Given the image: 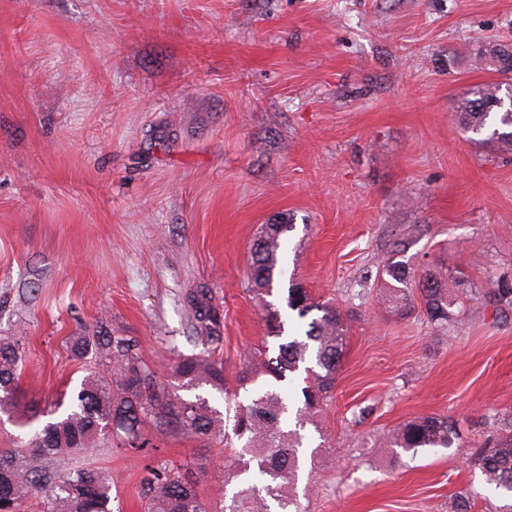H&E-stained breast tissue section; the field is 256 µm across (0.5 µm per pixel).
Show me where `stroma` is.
Listing matches in <instances>:
<instances>
[{
  "label": "stroma",
  "mask_w": 512,
  "mask_h": 512,
  "mask_svg": "<svg viewBox=\"0 0 512 512\" xmlns=\"http://www.w3.org/2000/svg\"><path fill=\"white\" fill-rule=\"evenodd\" d=\"M512 37V0H0V336L23 337L24 401L72 395L69 338L105 322L165 390L198 352L190 289L224 309L229 385L264 344L249 290L261 225L292 218L280 283L347 325L336 384L303 431L305 512H448L512 420V151L479 147L456 103L502 75L473 50ZM398 254L476 292L448 330L416 289L398 314L378 268ZM455 420L451 448L382 453L419 416ZM221 440L116 439L73 466L106 470L114 512H142L148 464L183 466L201 498L226 480Z\"/></svg>",
  "instance_id": "stroma-1"
}]
</instances>
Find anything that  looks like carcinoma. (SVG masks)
Here are the masks:
<instances>
[{"instance_id":"obj_1","label":"carcinoma","mask_w":512,"mask_h":512,"mask_svg":"<svg viewBox=\"0 0 512 512\" xmlns=\"http://www.w3.org/2000/svg\"><path fill=\"white\" fill-rule=\"evenodd\" d=\"M500 88L471 89L458 100L460 127L473 134L477 145L496 142L512 150V114L509 103L498 95ZM294 225L283 214L272 224L262 225L252 248L248 283L261 300L266 337L278 339L285 332V312L299 319L317 311L320 316L307 323L304 335L278 345V354L263 362L265 374L280 381L300 365L309 379L302 390L303 403L295 413L294 428L285 422L287 406L277 392L265 391L243 405L234 403L233 434L241 446L225 472L238 477L255 469L264 481L261 488L237 491L229 503L214 505L202 500L194 483L175 465L144 467L141 480L144 512H281L296 508L294 482L299 470L300 430L314 414L336 382L343 350L344 322L336 306L320 304L293 280L284 303L266 300L272 295L280 274L287 235ZM382 274L406 287L418 282L424 316L436 327L447 328L461 304L456 284L441 272L428 269L415 276L406 263L392 254L382 265ZM193 313L194 329L203 350L181 355L171 366L175 388L186 391L209 389L231 399L224 374V360L216 356L223 342V310L207 288H193L186 296ZM493 302L512 306V282L501 278ZM72 355L84 362L85 372L69 411L46 422L31 437L18 440L12 448H0V505L11 512H112V483L94 466L63 467L62 457L70 452L97 447L110 428L118 445L140 451L135 442L147 440L150 425L161 437L176 434L200 439L221 437L223 416L197 394L183 398L161 388L156 374L143 360L138 344L125 336L78 332L71 337ZM25 351L20 336L0 337V413L24 427L40 412L24 404L17 391ZM458 438L453 419L446 415L417 417L397 429L388 439L392 448H449ZM487 488L503 498H512V435L503 436L475 455ZM475 496L466 491L448 502V512H473Z\"/></svg>"}]
</instances>
